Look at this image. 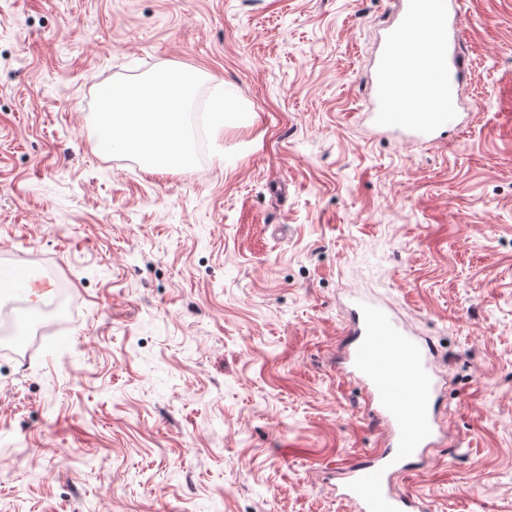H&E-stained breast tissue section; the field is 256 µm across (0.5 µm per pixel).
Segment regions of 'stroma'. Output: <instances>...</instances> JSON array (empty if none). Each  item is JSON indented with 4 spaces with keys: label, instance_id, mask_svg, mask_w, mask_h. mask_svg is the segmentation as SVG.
Wrapping results in <instances>:
<instances>
[{
    "label": "stroma",
    "instance_id": "35a3bbf8",
    "mask_svg": "<svg viewBox=\"0 0 512 512\" xmlns=\"http://www.w3.org/2000/svg\"><path fill=\"white\" fill-rule=\"evenodd\" d=\"M396 0H0V268L69 316L0 336V512H351L383 440L339 368L351 297L435 349L440 442L402 488L512 512V0H463L453 140L374 134ZM247 108L152 172L100 153L97 88L160 67Z\"/></svg>",
    "mask_w": 512,
    "mask_h": 512
}]
</instances>
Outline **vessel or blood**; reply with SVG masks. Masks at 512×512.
Listing matches in <instances>:
<instances>
[{
	"label": "vessel or blood",
	"instance_id": "vessel-or-blood-1",
	"mask_svg": "<svg viewBox=\"0 0 512 512\" xmlns=\"http://www.w3.org/2000/svg\"><path fill=\"white\" fill-rule=\"evenodd\" d=\"M370 83L373 128L431 141L468 118L462 59L461 0H398ZM348 373L364 389L383 447L340 470L339 496L353 512H420L417 497L397 487L409 461L432 446L437 383L427 344L386 304L352 302Z\"/></svg>",
	"mask_w": 512,
	"mask_h": 512
}]
</instances>
